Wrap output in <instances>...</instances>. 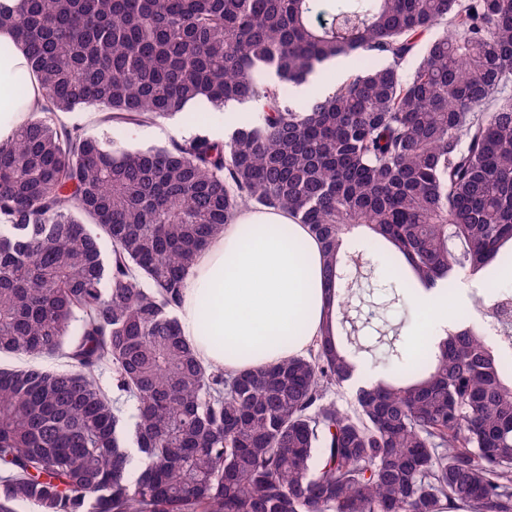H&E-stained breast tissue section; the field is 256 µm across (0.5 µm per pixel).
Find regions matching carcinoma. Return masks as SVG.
<instances>
[{
    "mask_svg": "<svg viewBox=\"0 0 512 512\" xmlns=\"http://www.w3.org/2000/svg\"><path fill=\"white\" fill-rule=\"evenodd\" d=\"M2 25L42 116L0 144V354L32 360L0 367V512H512V0H0ZM339 58L350 78L298 102ZM251 100L222 141L112 139ZM91 109L96 132L62 120ZM244 206L310 226L336 316L307 354L226 374L175 311ZM356 228L397 272L382 309L498 264L489 326L452 310L414 361L398 331L360 335ZM380 347L393 373L339 404Z\"/></svg>",
    "mask_w": 512,
    "mask_h": 512,
    "instance_id": "1",
    "label": "carcinoma"
}]
</instances>
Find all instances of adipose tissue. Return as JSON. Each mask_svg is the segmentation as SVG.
<instances>
[{
	"instance_id": "adipose-tissue-1",
	"label": "adipose tissue",
	"mask_w": 512,
	"mask_h": 512,
	"mask_svg": "<svg viewBox=\"0 0 512 512\" xmlns=\"http://www.w3.org/2000/svg\"><path fill=\"white\" fill-rule=\"evenodd\" d=\"M27 79L28 98L15 86ZM41 97L13 30L0 27V143L33 117ZM415 335L449 325L448 301L419 290ZM328 286L323 254L308 225L283 209L245 208L197 256L177 310L181 331L206 366L229 372L303 354L326 326Z\"/></svg>"
}]
</instances>
